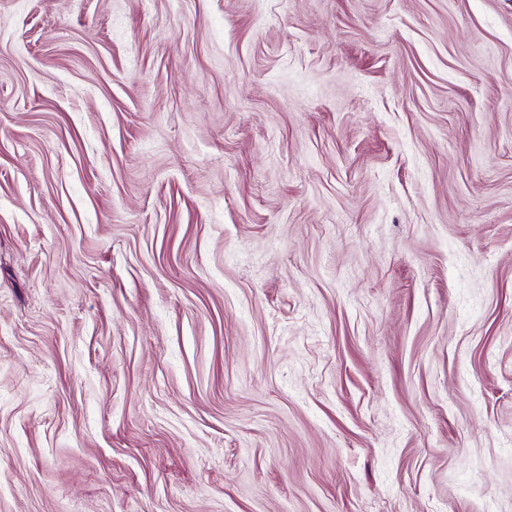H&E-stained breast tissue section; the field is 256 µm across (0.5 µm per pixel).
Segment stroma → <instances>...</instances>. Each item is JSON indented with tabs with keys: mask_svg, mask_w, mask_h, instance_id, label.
Wrapping results in <instances>:
<instances>
[{
	"mask_svg": "<svg viewBox=\"0 0 512 512\" xmlns=\"http://www.w3.org/2000/svg\"><path fill=\"white\" fill-rule=\"evenodd\" d=\"M0 512H512V0H0Z\"/></svg>",
	"mask_w": 512,
	"mask_h": 512,
	"instance_id": "1",
	"label": "stroma"
}]
</instances>
